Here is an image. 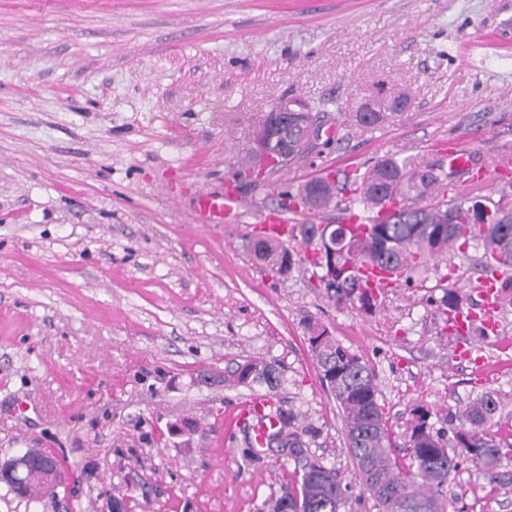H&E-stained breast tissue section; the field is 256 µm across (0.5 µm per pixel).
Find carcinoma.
<instances>
[{"label": "carcinoma", "mask_w": 512, "mask_h": 512, "mask_svg": "<svg viewBox=\"0 0 512 512\" xmlns=\"http://www.w3.org/2000/svg\"><path fill=\"white\" fill-rule=\"evenodd\" d=\"M377 112H352L346 120L357 127L384 124L400 116L391 111L389 99L374 101ZM282 139L267 146V164L276 172L300 159L296 154L281 160ZM323 194L317 206L310 205L303 190L281 194V207L291 214L321 212L331 202L349 200L348 215L341 218L323 240L320 225H292L291 242L262 231L248 240L249 253L271 272L288 275L296 263L312 267L326 295L336 305L359 304L365 312L378 302L380 289L371 288L359 270L366 264L380 267L392 282H410L428 271L431 259L444 255H467L470 248L482 251L480 277L496 278L498 268L507 275L499 281L503 294H512V222L497 211L512 206V189L497 194L482 193L479 181L465 178L453 159L441 157L421 162L415 157L384 156L367 166H354L342 175L319 179ZM448 275L437 274L442 295L434 300L445 316L463 307L462 297L447 285ZM309 344L320 379L340 409L346 446L363 488L379 512H409L410 504H421L425 512H447L453 502L450 477L461 463L470 460L486 470L512 461V443L493 432L501 409L496 391H485L448 421L452 437L429 423L430 413L419 409L407 431L409 462L400 466L388 422L378 401L376 372L362 356L341 345L320 324L309 325ZM237 385L249 389L281 385L272 363L246 361L231 371ZM259 415L264 443L288 440L289 453L300 462L292 478L281 485V495L270 497L263 512H340L347 503L348 487L336 471L306 460L296 416L274 403ZM43 475L31 469L5 481L8 492L25 508L45 495Z\"/></svg>", "instance_id": "1"}]
</instances>
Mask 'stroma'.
<instances>
[{"label":"stroma","instance_id":"35a3bbf8","mask_svg":"<svg viewBox=\"0 0 512 512\" xmlns=\"http://www.w3.org/2000/svg\"><path fill=\"white\" fill-rule=\"evenodd\" d=\"M408 110L341 124L378 91ZM325 107L332 139L274 174L245 176L273 102ZM499 184L512 154V0H0V460L56 455L81 512H258L295 463L245 459L242 405L270 394L305 453L336 469L346 512H377L320 384L308 326L329 327L377 373L397 447L416 407L444 428L469 399L501 395L512 439V296L498 336L459 357L430 289H390L372 312L336 306L298 263L271 276L247 250L282 192L385 155L436 159L461 139ZM234 187L248 212L199 217ZM262 358L281 385L197 383ZM197 420L191 437L170 425ZM462 512H512V465L468 463Z\"/></svg>","mask_w":512,"mask_h":512}]
</instances>
